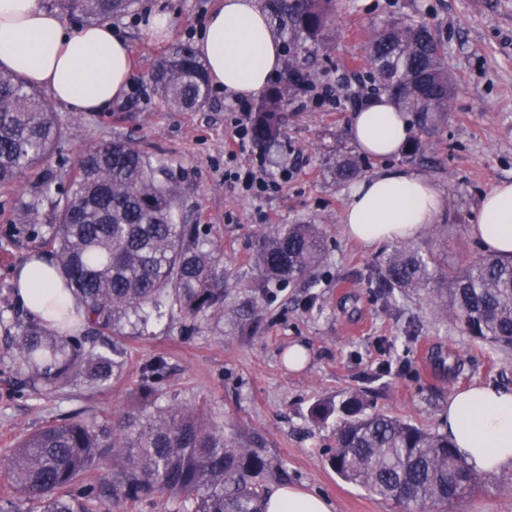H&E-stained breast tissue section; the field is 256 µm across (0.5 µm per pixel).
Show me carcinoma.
I'll return each instance as SVG.
<instances>
[{
    "label": "carcinoma",
    "mask_w": 512,
    "mask_h": 512,
    "mask_svg": "<svg viewBox=\"0 0 512 512\" xmlns=\"http://www.w3.org/2000/svg\"><path fill=\"white\" fill-rule=\"evenodd\" d=\"M134 0H55L60 10L89 23L129 11ZM288 23L295 51L318 41L333 22L336 0H273ZM373 90L414 114L407 154L422 149L448 113L455 84L443 51L423 22L392 20L368 42ZM161 99L192 110L208 96L204 66L187 46L158 57L151 70ZM302 76L271 87L258 104L253 138L270 144L284 136L282 102ZM68 133L54 103L19 74L0 70V187H13L39 168ZM362 159L339 154L330 170L336 181L362 174ZM181 177L131 140H115L84 152L69 186L53 201V224L39 222V200L23 203L17 223L47 235L63 289L74 309L51 325L15 318L11 337L14 370L23 386L51 396L74 386H106L124 362L119 337L140 331L163 310L191 318L224 305V276L215 244L200 225L180 215ZM317 224H286L258 254L259 295L270 285L311 277L324 253ZM439 269L434 248L401 245L375 275L380 287L425 290ZM448 314L466 334L502 350L512 348V260L476 253L444 276ZM165 367L145 364L140 404L107 427L69 415L24 436L0 459L7 483L29 504L26 512H111L129 503L165 496L175 512H264L265 493L256 478L267 461L225 436L202 405H161L153 383ZM364 395L336 404L321 401L314 421L339 415L329 464L345 481L368 493L428 507L448 504L479 482L457 456L448 434L428 432L383 413L364 412ZM105 457L112 471L88 478Z\"/></svg>",
    "instance_id": "1"
}]
</instances>
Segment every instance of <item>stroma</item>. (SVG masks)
<instances>
[{
    "label": "stroma",
    "instance_id": "35a3bbf8",
    "mask_svg": "<svg viewBox=\"0 0 512 512\" xmlns=\"http://www.w3.org/2000/svg\"><path fill=\"white\" fill-rule=\"evenodd\" d=\"M217 4L136 0L128 13L112 18L135 58L130 87L138 98L122 99L104 112L57 105L70 136L38 171L22 176L17 188L0 189V313L28 317L16 298L14 272L30 254L48 250L43 237L16 225L18 207L31 199L42 176L67 184L85 149L128 136L180 171V205L190 223L217 242L230 294L205 319L168 312L146 335L126 338L124 373L111 386L81 385L50 397L19 387L10 369L9 330L0 325V457L23 436L70 412L98 425L118 421L139 402L143 364L160 356L166 361L158 385L163 402L205 405L226 435L268 461L259 477L266 490L301 487L329 498L335 512H406L403 504L370 496L336 474L327 462L336 421L314 423L312 406L360 391L368 411L435 430L451 391L474 383L512 388V350L468 336L443 313L435 295L384 294L371 274L394 245L367 246L344 233L348 186L328 166L336 155L357 151L349 135L353 108L343 95L350 86H371L366 45L373 30L391 19L427 22L456 85L448 117L423 154L370 156L365 173L401 167L432 181L446 206L413 245L438 239L451 265L477 251L468 226L476 221L481 199L496 184L512 181V0H336L326 35L305 58L283 53L278 76L299 68L309 82L332 84L342 102L303 112L284 102L286 141L250 147L251 155L264 157L268 171L284 176L277 191L260 198L224 181L233 97L213 90L202 108H169L150 76L157 57L178 45L194 46L199 14ZM156 10L171 20L163 41L149 39L142 27ZM285 224L321 225L323 259L311 279L270 289L258 309H250L248 287L259 278L257 253L264 238ZM294 346L307 352L298 370L285 361ZM444 512H512V470L481 475L476 490L449 502Z\"/></svg>",
    "mask_w": 512,
    "mask_h": 512
}]
</instances>
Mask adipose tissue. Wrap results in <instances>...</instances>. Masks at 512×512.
Listing matches in <instances>:
<instances>
[{"mask_svg":"<svg viewBox=\"0 0 512 512\" xmlns=\"http://www.w3.org/2000/svg\"><path fill=\"white\" fill-rule=\"evenodd\" d=\"M210 82L231 97L260 94L282 66V48L258 0H219L196 43ZM0 67L46 87L76 112H102L122 97L133 73L130 48L110 23L68 29L41 0H0ZM356 146L373 157L398 154L410 119L390 97L373 98L351 120ZM444 207L438 188L403 168L381 170L351 185L344 230L367 244L408 240L434 223ZM470 236L491 254L512 258V182L481 199ZM18 301L41 319L72 307L48 260L29 261L18 273ZM442 424L466 465L494 474L512 467V388L475 383L454 391ZM326 497L281 486L266 497L265 512H333Z\"/></svg>","mask_w":512,"mask_h":512,"instance_id":"ef3b65f1","label":"adipose tissue"}]
</instances>
